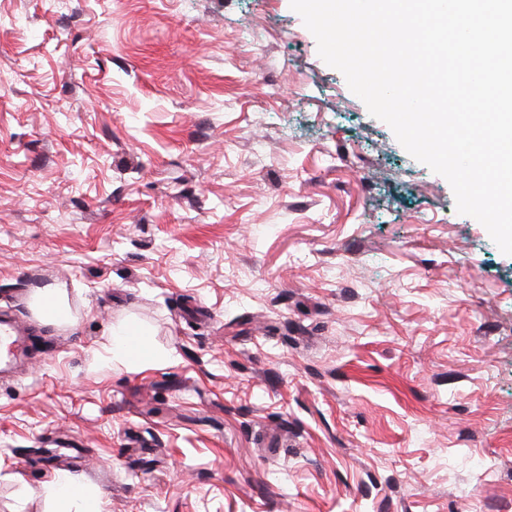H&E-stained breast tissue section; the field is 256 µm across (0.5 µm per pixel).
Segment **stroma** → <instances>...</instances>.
<instances>
[{"mask_svg": "<svg viewBox=\"0 0 512 512\" xmlns=\"http://www.w3.org/2000/svg\"><path fill=\"white\" fill-rule=\"evenodd\" d=\"M0 312V512H512V255L290 0H0ZM44 301H51L54 307L61 313V316L47 312ZM34 311L37 317L47 323L67 325L72 323L71 315L68 313L65 306L64 292L59 288H44L38 290L35 293ZM25 329L17 322L0 321V372L2 374L13 370L16 351L24 342ZM53 492L61 504L59 512L74 511L73 506L81 498V495H77V491L74 487V481L65 475L59 477L53 484Z\"/></svg>", "mask_w": 512, "mask_h": 512, "instance_id": "stroma-1", "label": "stroma"}]
</instances>
